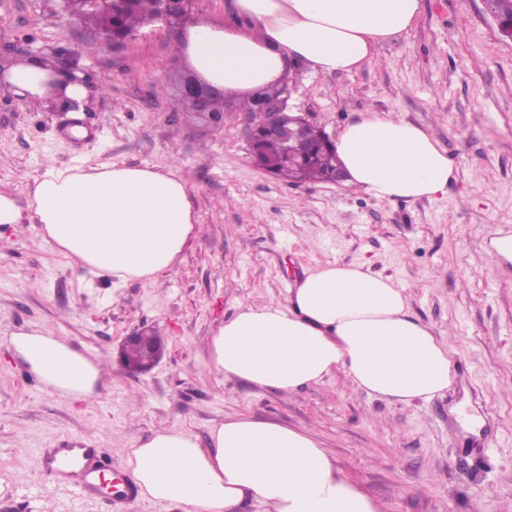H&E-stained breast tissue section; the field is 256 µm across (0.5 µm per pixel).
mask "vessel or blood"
I'll use <instances>...</instances> for the list:
<instances>
[{
    "label": "vessel or blood",
    "instance_id": "obj_1",
    "mask_svg": "<svg viewBox=\"0 0 512 512\" xmlns=\"http://www.w3.org/2000/svg\"><path fill=\"white\" fill-rule=\"evenodd\" d=\"M102 455V449L84 443L56 448L44 455L43 466L55 479L57 492L80 504L98 492L95 474L101 469Z\"/></svg>",
    "mask_w": 512,
    "mask_h": 512
}]
</instances>
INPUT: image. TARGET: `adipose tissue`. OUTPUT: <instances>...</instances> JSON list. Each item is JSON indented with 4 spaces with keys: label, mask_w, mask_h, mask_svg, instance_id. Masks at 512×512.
<instances>
[{
    "label": "adipose tissue",
    "mask_w": 512,
    "mask_h": 512,
    "mask_svg": "<svg viewBox=\"0 0 512 512\" xmlns=\"http://www.w3.org/2000/svg\"><path fill=\"white\" fill-rule=\"evenodd\" d=\"M422 0H231L229 19L201 22L179 42L208 83L240 99L282 84L295 63L353 73L379 45L411 30ZM68 97L86 94L66 73L17 60L0 81L20 102L42 100L49 79ZM333 146L346 188L407 202L443 191L455 174L436 138L413 123L367 111L347 122ZM29 207L42 241L113 287L153 281L173 268L196 231L186 181L174 168L104 164L47 167ZM10 342L44 389L74 401L93 397L98 359L39 330ZM210 357L225 379L281 394L344 372L358 387L403 404L443 393L456 378L450 346L410 312L404 286L358 263L306 271L285 301L250 305L225 320ZM143 499L182 512H380L311 434L237 413L213 427L208 447L165 427L129 449Z\"/></svg>",
    "instance_id": "adipose-tissue-1"
}]
</instances>
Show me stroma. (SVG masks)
<instances>
[{"label": "stroma", "instance_id": "35a3bbf8", "mask_svg": "<svg viewBox=\"0 0 512 512\" xmlns=\"http://www.w3.org/2000/svg\"><path fill=\"white\" fill-rule=\"evenodd\" d=\"M62 5L0 0V62L20 46L32 58L67 55L92 77L75 110L28 106L0 87V189L24 204L50 164H173L199 230L155 284L116 288L43 243L34 217L0 227V512H70L44 449L93 444L121 475L127 449L157 429L183 428L205 447L237 411L308 431L383 512H512V275L485 251L512 228V40L483 0H423L414 28L381 44L373 64L351 74L300 65L284 83L289 110L327 134L367 110L431 132L456 173L415 202L266 174L250 159L249 113L226 111L220 130L186 119L178 30L148 25L112 46L68 23ZM329 261L407 288L412 314L449 341L459 376L448 391L405 405L342 374L287 396L223 382L207 343L225 319L285 300L304 270ZM136 327L157 331L165 356L133 376L116 349ZM31 329L103 362L95 398L39 387L9 343Z\"/></svg>", "mask_w": 512, "mask_h": 512}]
</instances>
